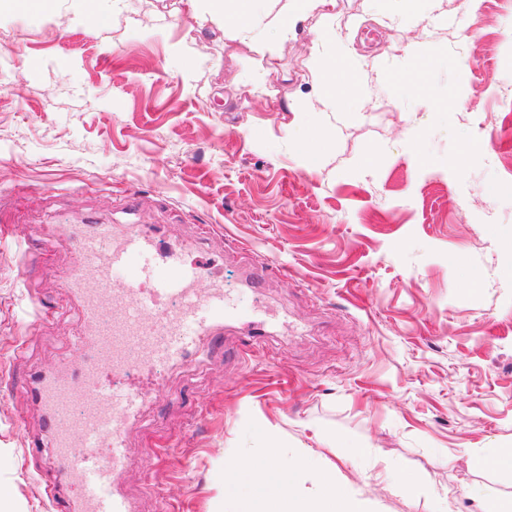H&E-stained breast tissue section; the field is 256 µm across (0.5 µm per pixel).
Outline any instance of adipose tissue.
I'll return each mask as SVG.
<instances>
[{
  "mask_svg": "<svg viewBox=\"0 0 512 512\" xmlns=\"http://www.w3.org/2000/svg\"><path fill=\"white\" fill-rule=\"evenodd\" d=\"M199 24L232 25L244 43L264 40L268 30L260 27L261 11L272 12L279 41L295 37L297 28L317 10L334 9L336 0H189ZM127 0H0V11L21 10L30 14L67 9L93 12L97 20L119 16ZM226 471L247 480L251 486L269 489L257 500L253 512H367L364 500L339 492L333 478L312 481L307 456L284 457L283 446L268 438L259 454L240 453L225 466Z\"/></svg>",
  "mask_w": 512,
  "mask_h": 512,
  "instance_id": "adipose-tissue-1",
  "label": "adipose tissue"
}]
</instances>
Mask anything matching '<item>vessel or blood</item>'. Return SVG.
Masks as SVG:
<instances>
[{
  "instance_id": "1",
  "label": "vessel or blood",
  "mask_w": 512,
  "mask_h": 512,
  "mask_svg": "<svg viewBox=\"0 0 512 512\" xmlns=\"http://www.w3.org/2000/svg\"><path fill=\"white\" fill-rule=\"evenodd\" d=\"M67 240L78 256L68 289L83 308L79 357L68 379L44 376L24 391L46 412L56 462L74 477L81 512H131L115 478L130 465L125 427L144 397L111 387V377L182 362L237 314L223 288L207 284L206 268L164 248L150 225L119 233L109 224H71ZM156 299L170 303L164 315L153 313Z\"/></svg>"
}]
</instances>
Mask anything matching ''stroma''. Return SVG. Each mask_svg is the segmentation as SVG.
Returning a JSON list of instances; mask_svg holds the SVG:
<instances>
[{"instance_id": "obj_1", "label": "stroma", "mask_w": 512, "mask_h": 512, "mask_svg": "<svg viewBox=\"0 0 512 512\" xmlns=\"http://www.w3.org/2000/svg\"><path fill=\"white\" fill-rule=\"evenodd\" d=\"M434 14L336 0L288 42L250 46L198 28L186 0H127L101 26L67 11L0 20V486L16 512H67L21 387L76 356L61 227L90 221L157 225L217 265L242 311L276 318L253 352L230 326L161 385L139 379L153 399L117 485L133 512H251L255 491L225 482L224 462L264 447L263 425L370 512H478L464 487L512 493V474L471 454L512 446V256L493 232L512 225V0ZM324 32L359 65L336 116L313 109ZM418 42L434 59L402 83ZM35 224L22 274L16 244ZM258 259L273 270L240 288ZM34 298L49 318L27 316ZM397 471L414 492L394 490Z\"/></svg>"}]
</instances>
